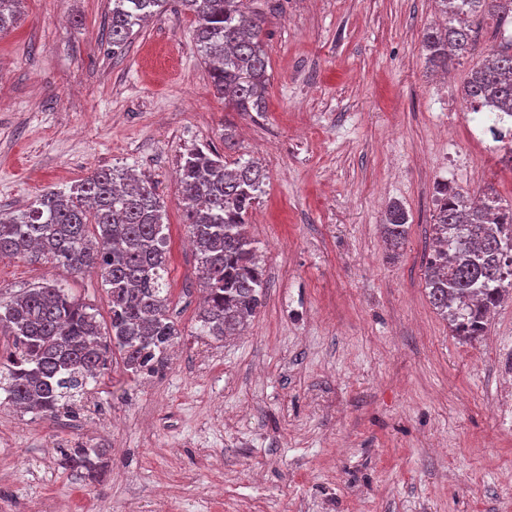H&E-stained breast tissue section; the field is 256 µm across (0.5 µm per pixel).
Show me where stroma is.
<instances>
[{
	"label": "stroma",
	"instance_id": "35a3bbf8",
	"mask_svg": "<svg viewBox=\"0 0 512 512\" xmlns=\"http://www.w3.org/2000/svg\"><path fill=\"white\" fill-rule=\"evenodd\" d=\"M107 12L108 0H23L0 34V210L100 167L148 178L166 206L180 335L148 378L112 353L58 415L0 397V512H512V295L468 342L425 283L437 183L512 203V168L472 138L462 99L512 26L485 18L443 80L421 46L432 0H283L257 114L214 95L193 14L153 17L116 57ZM204 144L268 176L249 218L264 303L224 341L198 332L183 245L179 163ZM394 204L409 217L396 250L381 230ZM46 282L109 328L100 277L0 258L1 298ZM77 445L106 448L103 482L60 467Z\"/></svg>",
	"mask_w": 512,
	"mask_h": 512
}]
</instances>
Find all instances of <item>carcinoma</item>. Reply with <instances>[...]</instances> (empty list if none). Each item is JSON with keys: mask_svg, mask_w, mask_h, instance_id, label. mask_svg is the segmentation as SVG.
<instances>
[{"mask_svg": "<svg viewBox=\"0 0 512 512\" xmlns=\"http://www.w3.org/2000/svg\"><path fill=\"white\" fill-rule=\"evenodd\" d=\"M442 23L425 29L426 62L443 72L472 54L478 21L512 24V0H434ZM22 0H0V33L17 23ZM195 17L194 40L209 65L214 94L234 112L265 111L269 84L265 14L254 0H112L108 38L112 54L134 27L170 5ZM469 112L512 118V38L472 66L463 87ZM182 202L198 259L204 299L200 335L222 340L239 334L262 305L266 281L248 216L267 179L259 162L224 165L211 147H195L179 166ZM433 240L426 261L431 303L455 335L477 340L488 315L512 292V204L488 190L481 202L439 183ZM166 213L155 187L124 169L99 168L62 189H49L23 209L0 212V257L45 260L70 272L98 270L111 308L102 332L93 308L54 283L0 298V331L13 337L0 357V390L13 406L54 415L61 401L97 382L118 350L135 376L168 364L178 330L168 314ZM408 230L407 213L387 211L383 233L394 249ZM104 448L60 449L59 465L92 481L105 474Z\"/></svg>", "mask_w": 512, "mask_h": 512, "instance_id": "cac0c4a2", "label": "carcinoma"}]
</instances>
